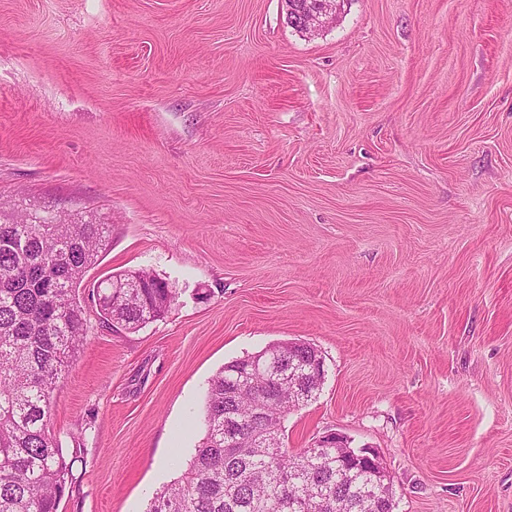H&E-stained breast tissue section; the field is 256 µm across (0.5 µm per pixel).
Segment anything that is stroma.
<instances>
[{
  "label": "stroma",
  "instance_id": "1",
  "mask_svg": "<svg viewBox=\"0 0 512 512\" xmlns=\"http://www.w3.org/2000/svg\"><path fill=\"white\" fill-rule=\"evenodd\" d=\"M94 214L88 331L50 399L59 512H145L228 362L315 346L297 452L375 449L394 512H512V0H0V202ZM168 312L102 325V276ZM284 2L288 5L286 18L288 19V15L291 14L290 20L293 22V25L290 26L300 33H311L322 27L323 23H326L325 20L336 19L337 5L342 1L317 0L304 8H296V3L288 2V0ZM141 271L150 277L149 281H142L145 288L132 286L135 282L140 284L136 277L130 279L136 272L132 270L111 273L98 281L96 306L102 324L137 330L166 313L173 300L172 289L155 275ZM127 280L130 284L123 282L112 288Z\"/></svg>",
  "mask_w": 512,
  "mask_h": 512
}]
</instances>
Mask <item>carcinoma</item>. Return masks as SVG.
<instances>
[{
    "mask_svg": "<svg viewBox=\"0 0 512 512\" xmlns=\"http://www.w3.org/2000/svg\"><path fill=\"white\" fill-rule=\"evenodd\" d=\"M108 245V226L91 215L63 224L36 211L0 216V512H58L72 479L73 463L46 418L86 334L79 288ZM133 274L98 281L101 323L137 330L168 310L173 291L154 275L142 288L114 287ZM248 362L236 360L211 379L201 446L147 512H310L315 496L324 502L318 512H372L367 497L388 491L378 475L336 464L334 448H284L282 424L298 405L280 403L261 383L226 397ZM231 410L242 438L263 437L270 447L225 446L224 414Z\"/></svg>",
    "mask_w": 512,
    "mask_h": 512,
    "instance_id": "cac0c4a2",
    "label": "carcinoma"
}]
</instances>
